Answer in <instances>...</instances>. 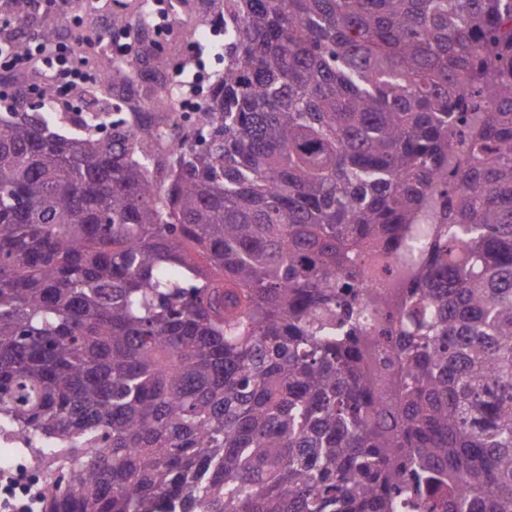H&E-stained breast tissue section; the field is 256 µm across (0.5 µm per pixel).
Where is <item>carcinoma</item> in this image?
<instances>
[{
    "label": "carcinoma",
    "instance_id": "1",
    "mask_svg": "<svg viewBox=\"0 0 512 512\" xmlns=\"http://www.w3.org/2000/svg\"><path fill=\"white\" fill-rule=\"evenodd\" d=\"M511 13L224 0L180 145L0 113V427L41 512H512ZM406 243L382 428L352 256Z\"/></svg>",
    "mask_w": 512,
    "mask_h": 512
}]
</instances>
